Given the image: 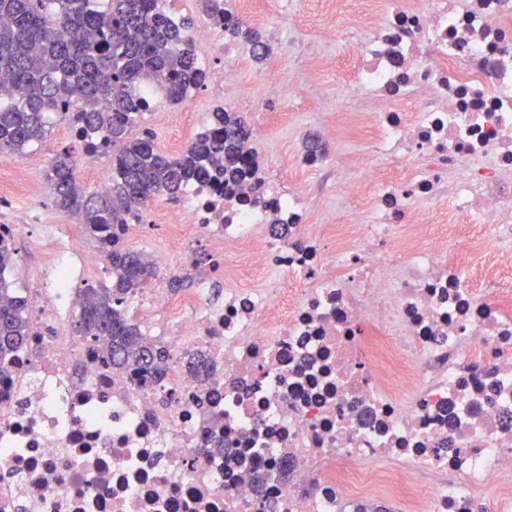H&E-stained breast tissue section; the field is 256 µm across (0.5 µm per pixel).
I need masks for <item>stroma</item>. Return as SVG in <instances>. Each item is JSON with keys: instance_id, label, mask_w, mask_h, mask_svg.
Instances as JSON below:
<instances>
[{"instance_id": "obj_1", "label": "stroma", "mask_w": 512, "mask_h": 512, "mask_svg": "<svg viewBox=\"0 0 512 512\" xmlns=\"http://www.w3.org/2000/svg\"><path fill=\"white\" fill-rule=\"evenodd\" d=\"M342 24L341 17L331 14L327 0H306L304 29L307 37L315 50L330 60L329 66L316 74L317 83L332 95L326 105L314 93L301 100L295 99L284 84L274 89L263 87L257 80L262 65L252 59L229 56L223 60L225 68L234 75L237 96L251 107L248 121L264 131L259 146L268 157L270 176L286 185H298L317 197L319 210L327 213L332 211L335 200L325 196L324 189L335 186V172L301 170L295 166L294 158L307 130L332 137L347 120L341 100L334 97L336 89L348 78L352 55L351 46L336 38V31ZM65 150L76 156L81 153L80 145L69 136L67 123L58 121L44 142L30 145L20 153L0 152V167L20 165L26 168L39 190V207L58 224L68 223L69 215L55 207L45 173L52 158Z\"/></svg>"}]
</instances>
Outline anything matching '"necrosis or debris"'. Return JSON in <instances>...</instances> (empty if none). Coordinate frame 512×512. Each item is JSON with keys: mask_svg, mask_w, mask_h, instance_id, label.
<instances>
[{"mask_svg": "<svg viewBox=\"0 0 512 512\" xmlns=\"http://www.w3.org/2000/svg\"><path fill=\"white\" fill-rule=\"evenodd\" d=\"M304 5L251 22L270 43L295 36ZM242 22L187 35L207 134L232 95L215 54L256 53L224 40ZM336 37L355 53L350 123L371 141L354 156L318 141L297 164L335 168L362 214L312 223L255 128L242 181L154 210L169 247L126 224L149 273L123 309L167 350L160 383L77 335V285L107 255L34 212L45 257L0 378V512H512V0H355ZM37 195L27 170H0L1 240ZM184 270L196 288L171 294Z\"/></svg>", "mask_w": 512, "mask_h": 512, "instance_id": "necrosis-or-debris-1", "label": "necrosis or debris"}]
</instances>
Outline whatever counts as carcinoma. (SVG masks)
<instances>
[{"label":"carcinoma","mask_w":512,"mask_h":512,"mask_svg":"<svg viewBox=\"0 0 512 512\" xmlns=\"http://www.w3.org/2000/svg\"><path fill=\"white\" fill-rule=\"evenodd\" d=\"M190 18L171 21L158 0H0V151H22L49 133L47 116L70 118L66 107L84 102L74 121L104 141L112 152V187L87 193L74 176L69 151L59 153L47 174L55 206L75 213L85 234L109 252L108 286L79 289L77 332L105 341L117 365H136L148 378L163 379L167 351L141 336L121 311L125 297L141 287L147 269L140 253L126 248L120 231L135 217L134 205L154 195L179 199L184 184L222 176L236 180L247 170L243 156L246 123L234 112L217 116L222 125L197 137L176 156L155 149L151 136L130 138L129 128L145 108L144 84L168 76L170 97L199 86L203 71L183 40ZM26 304L0 281V362L29 336Z\"/></svg>","instance_id":"cac0c4a2"}]
</instances>
